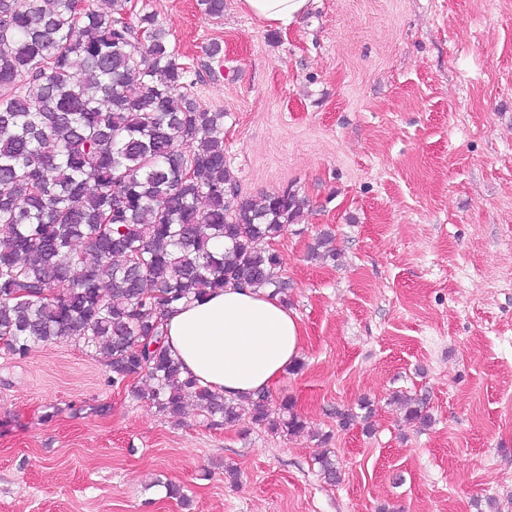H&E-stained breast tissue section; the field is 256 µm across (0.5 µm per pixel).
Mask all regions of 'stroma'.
I'll return each instance as SVG.
<instances>
[{"instance_id": "35a3bbf8", "label": "stroma", "mask_w": 512, "mask_h": 512, "mask_svg": "<svg viewBox=\"0 0 512 512\" xmlns=\"http://www.w3.org/2000/svg\"><path fill=\"white\" fill-rule=\"evenodd\" d=\"M128 8L224 111L240 192L309 201L275 244L304 367L270 401L306 428L177 422L73 341L0 348V512H512V0H313L285 31L237 0ZM325 229L336 259H309ZM397 393L427 395L431 425Z\"/></svg>"}]
</instances>
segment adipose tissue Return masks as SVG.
I'll list each match as a JSON object with an SVG mask.
<instances>
[{"label": "adipose tissue", "mask_w": 512, "mask_h": 512, "mask_svg": "<svg viewBox=\"0 0 512 512\" xmlns=\"http://www.w3.org/2000/svg\"><path fill=\"white\" fill-rule=\"evenodd\" d=\"M311 0H238L242 11L275 28L292 26ZM164 344L185 373L228 399L271 392L303 347L297 316L267 290L232 288L178 305Z\"/></svg>", "instance_id": "ef3b65f1"}]
</instances>
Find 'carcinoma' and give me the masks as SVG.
I'll return each mask as SVG.
<instances>
[{
	"label": "carcinoma",
	"mask_w": 512,
	"mask_h": 512,
	"mask_svg": "<svg viewBox=\"0 0 512 512\" xmlns=\"http://www.w3.org/2000/svg\"><path fill=\"white\" fill-rule=\"evenodd\" d=\"M127 0H0V340L23 356L71 339L107 358L112 385L182 420L212 426L240 411L290 432L293 404L229 400L183 375L163 345L178 303L227 286L287 295L271 247L296 224L298 192L240 193L224 153V112L199 109L155 15L128 21ZM329 231L311 259H335ZM428 422L427 398L404 397ZM324 479L341 473L327 453Z\"/></svg>",
	"instance_id": "cac0c4a2"
}]
</instances>
